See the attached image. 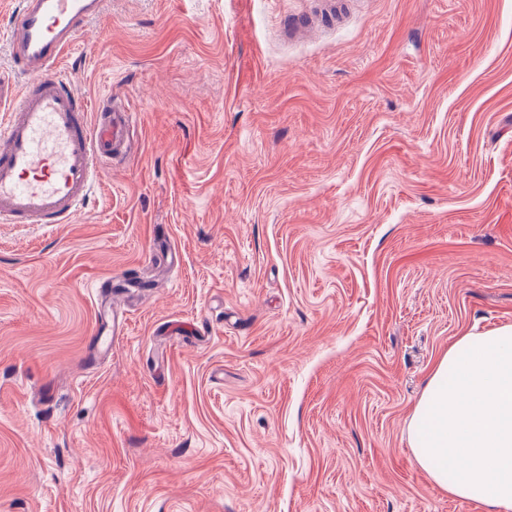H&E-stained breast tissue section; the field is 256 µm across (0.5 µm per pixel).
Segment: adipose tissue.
Segmentation results:
<instances>
[{"label":"adipose tissue","mask_w":512,"mask_h":512,"mask_svg":"<svg viewBox=\"0 0 512 512\" xmlns=\"http://www.w3.org/2000/svg\"><path fill=\"white\" fill-rule=\"evenodd\" d=\"M409 437L442 491L512 512V325L457 336L431 371Z\"/></svg>","instance_id":"1"}]
</instances>
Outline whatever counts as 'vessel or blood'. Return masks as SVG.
Instances as JSON below:
<instances>
[{"label":"vessel or blood","instance_id":"obj_1","mask_svg":"<svg viewBox=\"0 0 512 512\" xmlns=\"http://www.w3.org/2000/svg\"><path fill=\"white\" fill-rule=\"evenodd\" d=\"M107 0H18L8 46L19 89L0 113V224H72L100 167L129 155L134 115L58 70Z\"/></svg>","mask_w":512,"mask_h":512}]
</instances>
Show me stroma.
<instances>
[{"instance_id":"1","label":"stroma","mask_w":512,"mask_h":512,"mask_svg":"<svg viewBox=\"0 0 512 512\" xmlns=\"http://www.w3.org/2000/svg\"><path fill=\"white\" fill-rule=\"evenodd\" d=\"M324 11L85 25L62 72L138 150L75 223L0 224V512H483L408 427L456 336L512 324V0Z\"/></svg>"}]
</instances>
